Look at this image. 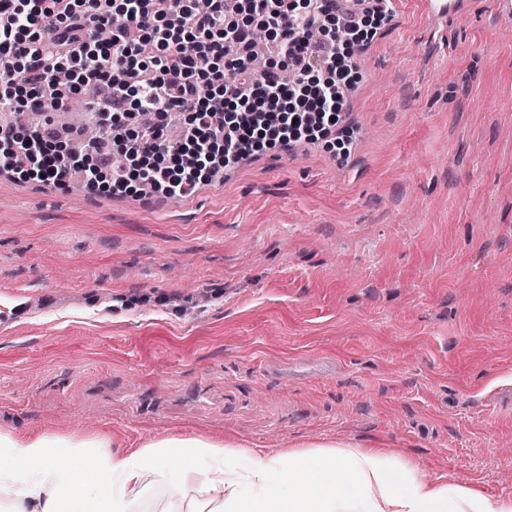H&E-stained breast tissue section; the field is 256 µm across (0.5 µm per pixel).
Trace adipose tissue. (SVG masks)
<instances>
[{
	"instance_id": "adipose-tissue-1",
	"label": "adipose tissue",
	"mask_w": 512,
	"mask_h": 512,
	"mask_svg": "<svg viewBox=\"0 0 512 512\" xmlns=\"http://www.w3.org/2000/svg\"><path fill=\"white\" fill-rule=\"evenodd\" d=\"M160 489L177 512H512V496L429 475L381 448L271 451L190 434L116 450L104 434L0 431V512H135Z\"/></svg>"
}]
</instances>
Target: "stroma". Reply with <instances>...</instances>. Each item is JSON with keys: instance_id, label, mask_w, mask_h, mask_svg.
Returning <instances> with one entry per match:
<instances>
[{"instance_id": "35a3bbf8", "label": "stroma", "mask_w": 512, "mask_h": 512, "mask_svg": "<svg viewBox=\"0 0 512 512\" xmlns=\"http://www.w3.org/2000/svg\"><path fill=\"white\" fill-rule=\"evenodd\" d=\"M355 64L331 134L187 196L0 170V429L378 445L512 496V21L393 0Z\"/></svg>"}]
</instances>
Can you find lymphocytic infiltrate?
Here are the masks:
<instances>
[{"label": "lymphocytic infiltrate", "instance_id": "obj_1", "mask_svg": "<svg viewBox=\"0 0 512 512\" xmlns=\"http://www.w3.org/2000/svg\"><path fill=\"white\" fill-rule=\"evenodd\" d=\"M247 13L272 30L294 82L283 81L286 70L254 73L237 50L248 27L224 0L203 10L189 0H0V57L13 69L0 83L1 108L41 113L47 95L66 99L89 76L109 89L96 113L99 139L77 155L58 153L59 134L0 123V168L24 167L58 189L80 170L92 192L108 174L117 187L134 181L185 196L213 168L233 167L264 144L337 126L354 82L353 47L368 31L338 0H247ZM102 28L108 41L96 37ZM173 112L186 115L176 141L167 132ZM104 142L117 146L121 171Z\"/></svg>", "mask_w": 512, "mask_h": 512}]
</instances>
